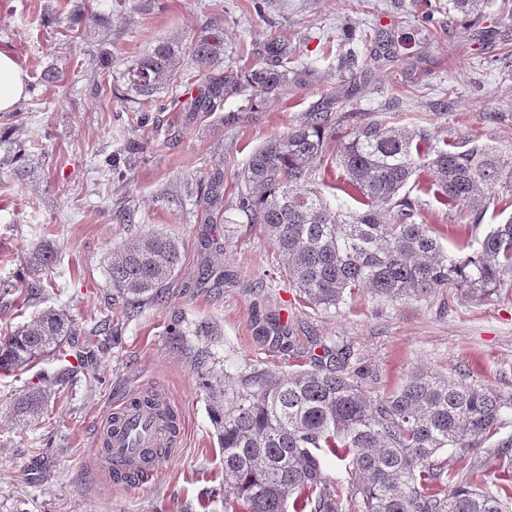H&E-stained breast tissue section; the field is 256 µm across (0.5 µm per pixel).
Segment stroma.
<instances>
[{
    "label": "stroma",
    "mask_w": 512,
    "mask_h": 512,
    "mask_svg": "<svg viewBox=\"0 0 512 512\" xmlns=\"http://www.w3.org/2000/svg\"><path fill=\"white\" fill-rule=\"evenodd\" d=\"M214 19L224 30L219 69L263 64L267 41L281 37L295 68L308 70L305 83L193 112L189 94L204 79L184 62L162 92L163 111L124 101L119 75L131 59L164 39L189 43ZM484 28L494 38L474 41ZM0 46L28 75L23 98L0 112V284L10 289L0 296V335L49 307L66 310L77 329L49 357L0 375V512H224L223 499L205 496L223 484L224 462L195 358L208 351L216 378L249 365L296 369L300 358L256 336V321L267 317L311 354L350 344L385 391L418 366L512 395V280L480 300L361 293L309 308L263 228L232 210L210 224L203 209L212 173H223L224 198L233 200L249 155L330 95L350 99L356 120L394 116L425 129L434 145H486L512 159V15L503 0H484L470 16L450 0H0ZM50 69L56 81L41 82ZM132 142L139 149L126 154ZM405 191L445 251L464 257L455 207L414 181ZM147 231L184 247L166 303L142 306L119 344L89 346L112 295L107 254ZM45 241L56 259L32 274L31 254ZM36 277L42 291L27 294ZM177 318L217 322L220 333L175 340L168 327ZM78 351L85 361L71 364ZM32 386L49 397L38 424L24 430L12 401ZM147 387L171 397L177 445L147 483L118 484L92 457L95 434L116 401ZM444 459L447 474L493 492L512 488L507 461L484 452Z\"/></svg>",
    "instance_id": "obj_1"
}]
</instances>
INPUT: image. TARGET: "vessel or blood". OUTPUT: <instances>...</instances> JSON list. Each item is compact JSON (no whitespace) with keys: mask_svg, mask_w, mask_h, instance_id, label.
<instances>
[{"mask_svg":"<svg viewBox=\"0 0 512 512\" xmlns=\"http://www.w3.org/2000/svg\"><path fill=\"white\" fill-rule=\"evenodd\" d=\"M170 405L169 398L164 396L156 406L126 401L114 409L119 422L112 428H100L94 450L111 480L140 484L152 475L160 459L151 450L170 438L159 414Z\"/></svg>","mask_w":512,"mask_h":512,"instance_id":"1","label":"vessel or blood"}]
</instances>
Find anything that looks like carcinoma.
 Instances as JSON below:
<instances>
[{"label": "carcinoma", "mask_w": 512, "mask_h": 512, "mask_svg": "<svg viewBox=\"0 0 512 512\" xmlns=\"http://www.w3.org/2000/svg\"><path fill=\"white\" fill-rule=\"evenodd\" d=\"M271 63L240 73L217 71L224 39L213 29L185 46L160 41L121 72L124 95L154 102L176 75L184 56L205 73L204 89L191 103L211 112L224 98L246 90L258 98L302 83L288 67L285 44L273 39ZM334 102L308 112L298 125L258 147L237 174L234 210L264 226L284 258V272L309 305L337 307L360 289L390 301L427 299L454 290L470 299L488 295L512 276V216L477 236L494 203V188L512 165L486 147L451 151L431 144L419 129L398 120L365 119L342 136L350 116ZM341 168L349 190L365 209L345 213L314 188L326 154ZM446 205H462L458 224L474 255L458 261L444 253L429 225L416 222L418 202L402 193L416 174ZM208 221L224 218V174L207 181ZM49 244L30 261L37 273L54 261ZM182 262L174 236L147 232L112 248L107 275L113 305L90 339L106 347L118 341V319L140 305L166 302V290ZM63 309L48 308L0 337V374L19 371L56 351L74 335ZM313 355L309 367L274 373L256 367L230 388L207 381L210 413L224 453V512H512V492L502 496L471 482L443 492L447 475L438 456L488 445L503 459L512 453V396L437 370L411 368L393 390L378 394V375L361 352L338 342ZM47 398L29 388L14 405L27 427ZM349 461L354 481L328 472L329 457Z\"/></svg>", "instance_id": "1"}]
</instances>
